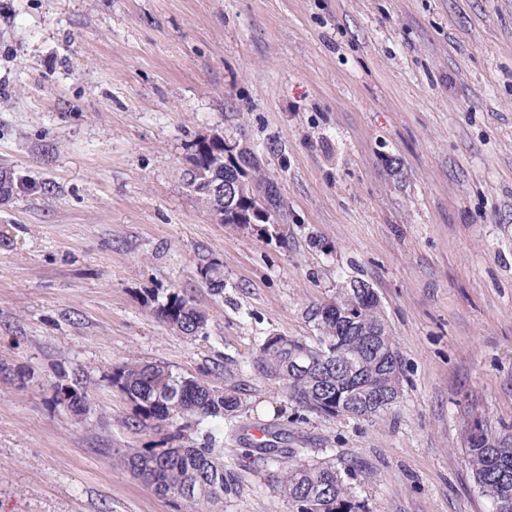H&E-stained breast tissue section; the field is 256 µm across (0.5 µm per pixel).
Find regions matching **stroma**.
Segmentation results:
<instances>
[{
    "label": "stroma",
    "instance_id": "1",
    "mask_svg": "<svg viewBox=\"0 0 512 512\" xmlns=\"http://www.w3.org/2000/svg\"><path fill=\"white\" fill-rule=\"evenodd\" d=\"M215 134L262 159L287 223L202 206L182 173ZM1 171L0 512H180L112 462L164 444L107 383L129 357L240 397L224 512H294L245 454L258 430L355 469L366 512H490L466 440L512 427V0H0ZM352 280L401 393L373 419L298 410L259 348L317 342ZM183 289L206 335L156 317ZM64 377L86 416L56 405ZM202 283L213 293L221 295L224 292V270L221 264L212 262L200 269ZM70 387L72 390V394L70 395V391L63 389L62 393L59 396L70 395L69 400H64L58 396L59 392V383L54 385V391L56 390L55 399L58 406H62V408L69 413H72L75 416L86 415V412L83 414L81 408L91 407L92 399L88 391H86L79 382L70 383Z\"/></svg>",
    "mask_w": 512,
    "mask_h": 512
}]
</instances>
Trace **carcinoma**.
<instances>
[{"label": "carcinoma", "instance_id": "obj_1", "mask_svg": "<svg viewBox=\"0 0 512 512\" xmlns=\"http://www.w3.org/2000/svg\"><path fill=\"white\" fill-rule=\"evenodd\" d=\"M226 138L214 135L196 142L186 170L187 184L221 224H282L284 200L264 164L249 149L226 153ZM233 184L246 182L257 195H244L239 208L224 213L210 192L209 179ZM202 283L215 295L224 292V270L212 262L200 268ZM155 314L170 329L192 339L206 333L208 316L191 293L171 291L158 303ZM314 320L321 333L311 344L297 337L269 336L256 361L264 376L282 382L295 407L326 416L374 418L389 406L377 403L378 390L401 388L400 355L382 315L380 301L370 288L351 281L329 303L316 308ZM376 329L378 335L366 332ZM109 386L132 407L128 425L151 424L164 432L174 448H127L112 454V461L130 468L160 496L185 506V512H207L206 506L234 486V475L224 471V449L216 447L217 435L207 442H189L186 431L205 421H224L239 408V398L224 387L199 376L175 373L161 364L128 359L112 368ZM72 394L57 405L75 416L91 406L92 399L78 382ZM281 436L273 431L254 448L279 465L272 474L275 489L293 504L295 512H364L352 494L349 468L309 464L299 449L279 447ZM473 479L491 503L492 512H512V431L492 434L482 424L468 435Z\"/></svg>", "mask_w": 512, "mask_h": 512}]
</instances>
